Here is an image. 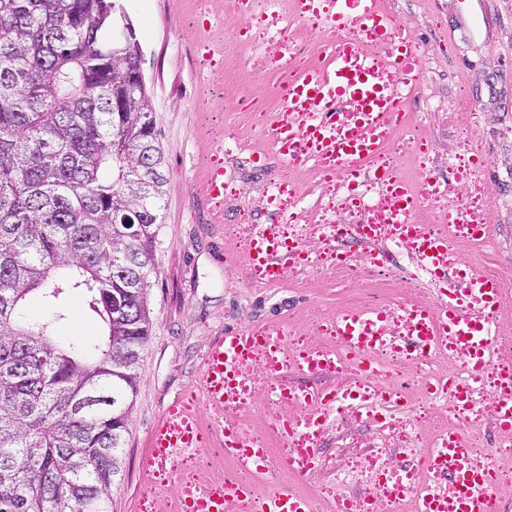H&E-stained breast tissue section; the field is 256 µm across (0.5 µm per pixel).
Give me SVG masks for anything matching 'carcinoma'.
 Instances as JSON below:
<instances>
[{
    "instance_id": "carcinoma-1",
    "label": "carcinoma",
    "mask_w": 512,
    "mask_h": 512,
    "mask_svg": "<svg viewBox=\"0 0 512 512\" xmlns=\"http://www.w3.org/2000/svg\"><path fill=\"white\" fill-rule=\"evenodd\" d=\"M128 28L118 0H0V512H105L121 472L166 184ZM74 294L100 335L57 341Z\"/></svg>"
}]
</instances>
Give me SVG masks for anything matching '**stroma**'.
<instances>
[{"label": "stroma", "instance_id": "35a3bbf8", "mask_svg": "<svg viewBox=\"0 0 512 512\" xmlns=\"http://www.w3.org/2000/svg\"><path fill=\"white\" fill-rule=\"evenodd\" d=\"M385 2L428 59L423 91L408 109L429 113L424 134L433 150L427 163L408 160L403 173L414 179L420 166H427L462 198L472 196L476 185L489 189L497 204L488 221L501 243L492 259L503 287L512 288V0H485L470 36L461 29L460 0ZM121 5L141 47L167 183L148 290L151 328L129 413L123 471L105 500L107 512H131L141 493L137 474L147 433L175 398L189 396L210 340L269 319L297 323L335 311L340 303L385 305L387 284H400L413 266L407 251L392 245L384 264L371 267L369 288H251L246 267L228 272L238 242L224 227L238 222V210L226 205L223 223H214L211 203L194 185L206 172L211 131L224 125V99L239 80V66L225 57L222 73L211 77L192 30L209 24L221 38L236 32L237 22L228 14L216 24L212 14L198 12L196 0H121ZM467 121L476 124L483 153L472 178L460 176L450 163L459 150V125ZM321 447L319 472L306 478L287 474L284 482L307 495L332 486L359 501L373 494L377 476L351 471L353 460L379 452L391 467L416 461L390 441L381 423L366 417L331 416Z\"/></svg>", "mask_w": 512, "mask_h": 512}]
</instances>
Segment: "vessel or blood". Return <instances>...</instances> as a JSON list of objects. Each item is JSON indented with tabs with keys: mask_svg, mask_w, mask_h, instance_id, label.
I'll return each mask as SVG.
<instances>
[{
	"mask_svg": "<svg viewBox=\"0 0 512 512\" xmlns=\"http://www.w3.org/2000/svg\"><path fill=\"white\" fill-rule=\"evenodd\" d=\"M295 11L339 32L340 38L329 62H310L289 81L284 94L288 118L274 121L267 131L271 154L287 166L325 162L334 172H347L349 199L359 208L365 205L364 179L376 182L391 204V220L381 226L380 236L400 240L429 270L452 269L458 285L440 291L434 303H408L396 313L358 306L330 317L326 328L339 338L349 370L346 382L337 386H309V379L335 373L336 352L290 348L286 323L271 321L215 337L203 355L196 392L170 405L147 434L138 480L151 499L136 512H240L245 504L250 512H313L308 497L271 484V450L248 434L243 413L260 381L275 382L274 398L286 408L279 432L292 453V470L298 477L312 475L320 467L324 425L337 406L362 402L377 407L382 417L398 409L397 399L377 384L370 362L384 349L465 353L469 379L437 380L429 393L447 394L457 411L473 416L479 412L476 393L493 379V421L504 439H512V348L492 349L497 330L487 320L489 313L512 311V291L478 267L460 264L456 250L457 240L478 237L484 227L465 223L456 210L448 215L451 231L422 223L414 187L382 161L394 141L402 92L421 85L423 47L398 28L382 0H295ZM201 193L222 206L223 166L209 167ZM242 250L251 281L275 284L285 278L289 255L275 226L258 225ZM254 365L262 379L250 375ZM290 367L303 384H279ZM215 445L235 464L223 479L203 482L178 470L183 457L202 456ZM476 455L465 431L449 428L437 449L421 455L414 466L385 472L380 499L364 498L361 512H377L382 504L397 512H490L498 495L486 469L475 465ZM257 481L268 488L255 496L251 486Z\"/></svg>",
	"mask_w": 512,
	"mask_h": 512,
	"instance_id": "obj_1",
	"label": "vessel or blood"
}]
</instances>
